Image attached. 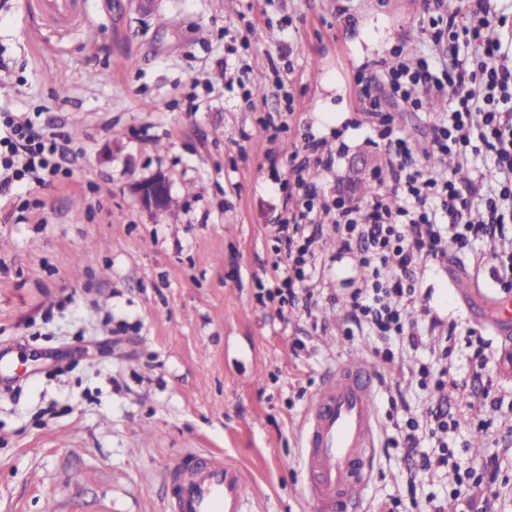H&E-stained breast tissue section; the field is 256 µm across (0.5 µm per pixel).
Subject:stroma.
I'll use <instances>...</instances> for the list:
<instances>
[{"label":"stroma","mask_w":512,"mask_h":512,"mask_svg":"<svg viewBox=\"0 0 512 512\" xmlns=\"http://www.w3.org/2000/svg\"><path fill=\"white\" fill-rule=\"evenodd\" d=\"M142 2L83 0V23L65 32L28 0H0V113L58 126L78 152L70 176L24 194V213L0 204V348L20 377L18 390H0V512H163L162 475L192 449L245 469L248 512H313L302 420L323 376L368 356L373 341L349 318L341 282L356 259L337 258L335 238L314 245L335 277L313 314L258 302L275 286L268 229L297 206L288 170L305 137L327 153L340 138L351 146L337 168L319 170V194L377 192L385 153L363 144L354 75L420 44V0ZM340 6L348 17H337ZM246 17L256 31L234 60L257 86L248 102L217 67L225 33ZM279 71L296 100L291 115L276 96ZM331 105L346 121L317 131ZM262 116L287 131L269 141ZM159 170L171 180L169 214L145 210L130 190ZM447 251L416 288L457 334L378 361L364 512L395 499L397 512L456 502L454 468L413 472L389 447L395 385L418 411L446 401L461 421L447 437L455 461L477 468L497 457L498 510L512 512V381L495 370L504 349L478 321L489 307L449 280L511 299L512 287L493 281L489 263ZM469 329L487 343L488 398L421 388L418 361L444 353L451 374L468 372Z\"/></svg>","instance_id":"35a3bbf8"}]
</instances>
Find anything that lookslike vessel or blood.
Here are the masks:
<instances>
[{
  "instance_id": "b4317fda",
  "label": "vessel or blood",
  "mask_w": 512,
  "mask_h": 512,
  "mask_svg": "<svg viewBox=\"0 0 512 512\" xmlns=\"http://www.w3.org/2000/svg\"><path fill=\"white\" fill-rule=\"evenodd\" d=\"M43 18L61 29L81 23L77 0H36ZM487 323L506 350L498 364L501 377L512 379V301H491ZM377 370L363 359L348 360L325 375L305 418L306 492L314 512H355L362 474L374 455L378 417ZM166 512H246L245 471L220 452H188L165 474Z\"/></svg>"
}]
</instances>
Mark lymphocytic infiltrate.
Returning a JSON list of instances; mask_svg holds the SVG:
<instances>
[{
    "label": "lymphocytic infiltrate",
    "mask_w": 512,
    "mask_h": 512,
    "mask_svg": "<svg viewBox=\"0 0 512 512\" xmlns=\"http://www.w3.org/2000/svg\"><path fill=\"white\" fill-rule=\"evenodd\" d=\"M444 0H422L421 26L426 41L440 46L431 57L399 47L390 62H380L355 79L360 110L370 129L368 144H382L392 178L390 186L370 200L343 193L322 200L305 173L310 165L332 167L348 147L318 157L317 142H305L307 159L291 170L300 197L297 211L272 225L269 236L279 253L273 269L281 283L274 295L280 304L312 309L317 303L316 238L335 236L339 252H357L369 277L348 296L356 327L376 337L374 356L391 360L404 345H418L425 330L407 315L419 301L414 280L427 260L446 257L442 242L452 237L459 251L475 241L486 244L497 279L512 280V37L490 38L493 29L512 34V16L500 0H466L461 16H447ZM434 98L448 101L432 123L435 153L452 154L473 168L478 186H463L448 171L422 158L385 103L394 101L424 110ZM68 139L36 128L23 115L0 116V195L18 185H37L59 177L61 163L72 155ZM399 435L392 445L414 456L422 442L435 441V457H423L422 468L444 467L450 453L446 435L459 422L436 407L416 413L402 405Z\"/></svg>",
    "instance_id": "f902f5d3"
}]
</instances>
